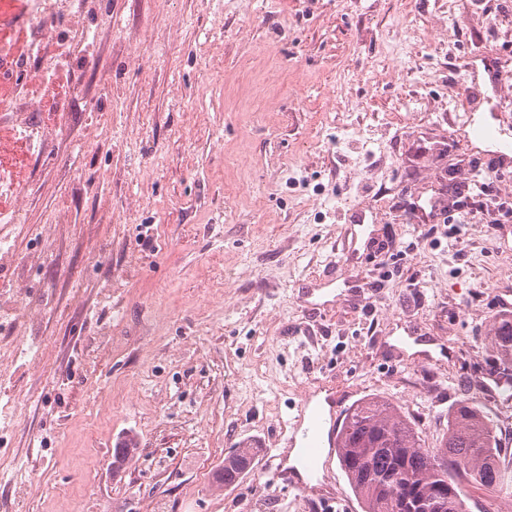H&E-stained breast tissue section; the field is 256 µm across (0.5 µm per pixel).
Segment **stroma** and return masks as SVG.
Returning a JSON list of instances; mask_svg holds the SVG:
<instances>
[{
  "mask_svg": "<svg viewBox=\"0 0 512 512\" xmlns=\"http://www.w3.org/2000/svg\"><path fill=\"white\" fill-rule=\"evenodd\" d=\"M84 25L99 69L59 58L72 109L0 224L25 294L0 512H362L339 461L326 497L275 477L294 404L383 397L430 447L462 401L496 419L512 151L466 127L512 142V0H101ZM242 445L265 471L217 488Z\"/></svg>",
  "mask_w": 512,
  "mask_h": 512,
  "instance_id": "35a3bbf8",
  "label": "stroma"
}]
</instances>
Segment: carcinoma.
Masks as SVG:
<instances>
[{"instance_id": "carcinoma-1", "label": "carcinoma", "mask_w": 512, "mask_h": 512, "mask_svg": "<svg viewBox=\"0 0 512 512\" xmlns=\"http://www.w3.org/2000/svg\"><path fill=\"white\" fill-rule=\"evenodd\" d=\"M502 364L512 362V321L494 325ZM493 426L482 410L461 403L436 448L391 402L371 397L353 406L339 430L338 459L363 512H466L464 484L512 494V476L497 459ZM253 449L224 457L220 481L234 485L252 469Z\"/></svg>"}]
</instances>
